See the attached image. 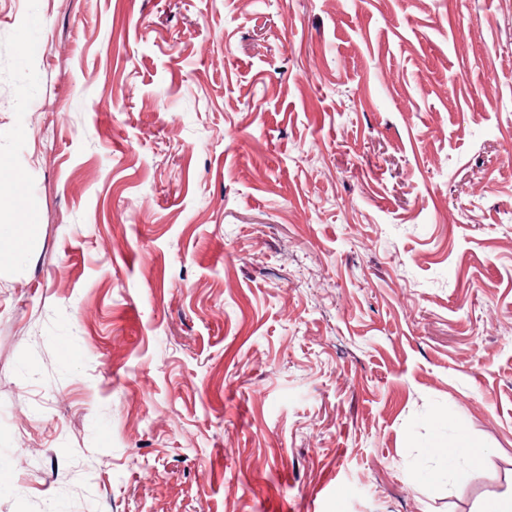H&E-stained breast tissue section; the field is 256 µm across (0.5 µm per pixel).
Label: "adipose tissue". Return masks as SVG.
<instances>
[{"instance_id":"obj_1","label":"adipose tissue","mask_w":512,"mask_h":512,"mask_svg":"<svg viewBox=\"0 0 512 512\" xmlns=\"http://www.w3.org/2000/svg\"><path fill=\"white\" fill-rule=\"evenodd\" d=\"M432 453L437 457L438 465L425 474V481L449 479L463 482L484 463L490 451L476 443L465 430L460 429L451 438H437Z\"/></svg>"}]
</instances>
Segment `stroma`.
Returning a JSON list of instances; mask_svg holds the SVG:
<instances>
[{
    "instance_id": "35a3bbf8",
    "label": "stroma",
    "mask_w": 512,
    "mask_h": 512,
    "mask_svg": "<svg viewBox=\"0 0 512 512\" xmlns=\"http://www.w3.org/2000/svg\"><path fill=\"white\" fill-rule=\"evenodd\" d=\"M0 167V512L512 495V0H0ZM22 178L18 174H9L4 176L0 172V195L1 199L7 194L11 201L27 214L25 224H1L0 225V256L2 254L10 256L23 255L37 232V225L34 224V209L30 208L28 202L24 200L22 193ZM432 447V453L439 462L435 469L424 475L423 479L427 482H438L445 478L464 482L470 472L480 467L490 454L489 448L480 446L463 429H458L448 440L438 437Z\"/></svg>"
}]
</instances>
